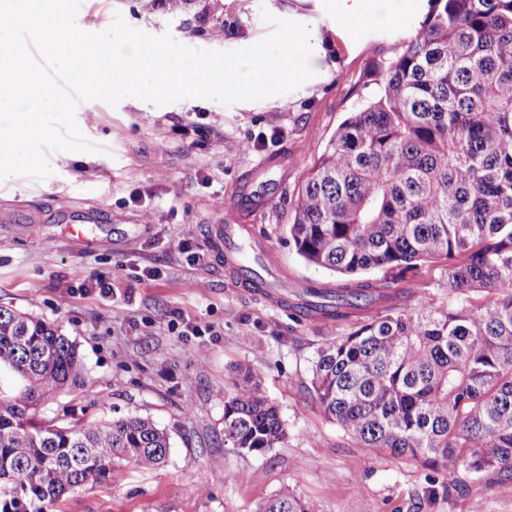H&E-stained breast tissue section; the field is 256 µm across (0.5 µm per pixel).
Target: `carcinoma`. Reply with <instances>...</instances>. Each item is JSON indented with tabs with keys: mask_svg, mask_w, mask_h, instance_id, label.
Returning a JSON list of instances; mask_svg holds the SVG:
<instances>
[{
	"mask_svg": "<svg viewBox=\"0 0 512 512\" xmlns=\"http://www.w3.org/2000/svg\"><path fill=\"white\" fill-rule=\"evenodd\" d=\"M370 84L376 94L306 166L287 229L306 262L350 279L296 293V309L354 319L317 349L309 394L363 447L418 460L429 501L462 468L512 481V0H431L402 54L372 63ZM437 261L446 305L420 294ZM472 292L492 298L471 309ZM2 370L0 512H44L119 463L166 460L169 434L149 417L47 414L88 377L57 324L1 306ZM288 434L244 375L224 398V443L263 456ZM259 512L314 510L284 493Z\"/></svg>",
	"mask_w": 512,
	"mask_h": 512,
	"instance_id": "carcinoma-1",
	"label": "carcinoma"
}]
</instances>
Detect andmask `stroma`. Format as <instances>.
Wrapping results in <instances>:
<instances>
[{"label":"stroma","instance_id":"1","mask_svg":"<svg viewBox=\"0 0 512 512\" xmlns=\"http://www.w3.org/2000/svg\"><path fill=\"white\" fill-rule=\"evenodd\" d=\"M292 9L324 49L296 90L262 105L85 101L75 117L93 151L51 152L49 177L0 181V306L58 322L88 369L84 390L60 396L54 410L71 407L88 421L147 415L170 437L159 467L122 464L46 512H258L283 491L314 512H512V482L465 469L461 490L424 503L420 462L346 436L307 387L316 349L348 321L301 319L252 295L208 247L225 201L255 192L243 222L276 254L282 296L335 283L285 233L305 166L355 108L371 63L401 54L421 16L367 31L352 49L315 0H202L176 14L140 13L137 0H81L76 21L102 31L119 14L149 34L229 51L272 32L262 11L284 19ZM275 153L287 167H265ZM173 238L183 254L169 251ZM248 371L289 429L263 456L224 444V395Z\"/></svg>","mask_w":512,"mask_h":512}]
</instances>
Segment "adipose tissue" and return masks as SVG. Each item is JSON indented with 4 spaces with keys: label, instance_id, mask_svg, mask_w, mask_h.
I'll list each match as a JSON object with an SVG mask.
<instances>
[{
    "label": "adipose tissue",
    "instance_id": "obj_1",
    "mask_svg": "<svg viewBox=\"0 0 512 512\" xmlns=\"http://www.w3.org/2000/svg\"><path fill=\"white\" fill-rule=\"evenodd\" d=\"M323 7L335 16L345 35L353 39L367 28L398 29L402 19L412 13H423L428 0H322Z\"/></svg>",
    "mask_w": 512,
    "mask_h": 512
}]
</instances>
